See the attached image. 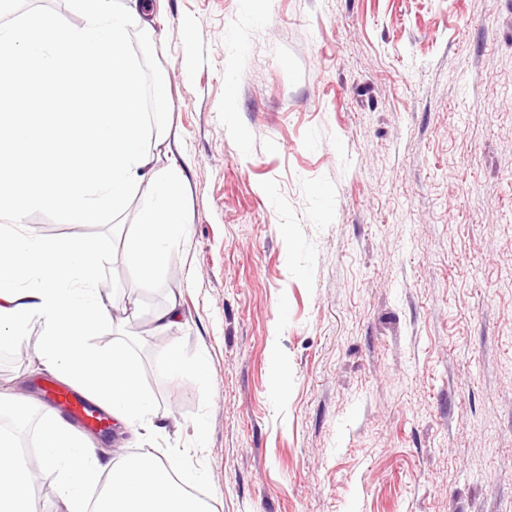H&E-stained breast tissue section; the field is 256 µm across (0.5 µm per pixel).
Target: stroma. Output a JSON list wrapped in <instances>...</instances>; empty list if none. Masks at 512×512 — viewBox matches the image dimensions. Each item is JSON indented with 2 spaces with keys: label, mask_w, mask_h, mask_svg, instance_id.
Wrapping results in <instances>:
<instances>
[{
  "label": "stroma",
  "mask_w": 512,
  "mask_h": 512,
  "mask_svg": "<svg viewBox=\"0 0 512 512\" xmlns=\"http://www.w3.org/2000/svg\"><path fill=\"white\" fill-rule=\"evenodd\" d=\"M135 26L188 224L162 292L121 252L99 287L88 341L124 344L166 427L99 457L169 451L208 512H512V0H153ZM40 336L0 350L36 434ZM27 470L30 512H66Z\"/></svg>",
  "instance_id": "obj_1"
}]
</instances>
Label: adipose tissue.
Returning <instances> with one entry per match:
<instances>
[{
    "instance_id": "adipose-tissue-1",
    "label": "adipose tissue",
    "mask_w": 512,
    "mask_h": 512,
    "mask_svg": "<svg viewBox=\"0 0 512 512\" xmlns=\"http://www.w3.org/2000/svg\"><path fill=\"white\" fill-rule=\"evenodd\" d=\"M102 248L80 234L56 239L13 225L0 232V348L31 322L43 326L40 353L56 375L92 394L124 423L147 414L150 403L121 345L103 352L88 344L107 318L97 288ZM41 448L46 472L60 475L69 512H84L87 486L107 484L91 512H204L189 487L198 472L161 454L144 452L108 460L58 419L45 421ZM27 472L12 441L0 438V512H26Z\"/></svg>"
}]
</instances>
